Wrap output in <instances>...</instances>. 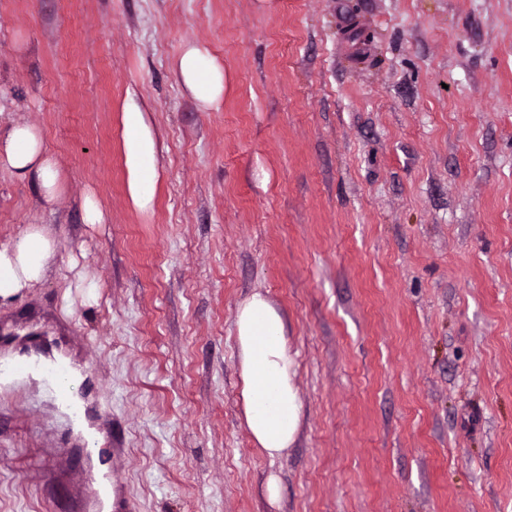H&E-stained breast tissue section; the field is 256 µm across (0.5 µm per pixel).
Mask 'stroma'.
Listing matches in <instances>:
<instances>
[{
    "label": "stroma",
    "mask_w": 512,
    "mask_h": 512,
    "mask_svg": "<svg viewBox=\"0 0 512 512\" xmlns=\"http://www.w3.org/2000/svg\"><path fill=\"white\" fill-rule=\"evenodd\" d=\"M192 43L226 76L208 110L176 74ZM17 121L63 190L0 170V246L33 224L56 242L0 306V358L44 336L110 425L86 456L36 380L0 385V512H72L101 469L133 512H512V0H0ZM257 291L297 362L275 459L239 404ZM122 122L129 194L138 209L148 210L153 205V187L158 180L151 129L143 112H123Z\"/></svg>",
    "instance_id": "obj_1"
}]
</instances>
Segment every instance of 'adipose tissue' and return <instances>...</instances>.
<instances>
[{
  "instance_id": "1",
  "label": "adipose tissue",
  "mask_w": 512,
  "mask_h": 512,
  "mask_svg": "<svg viewBox=\"0 0 512 512\" xmlns=\"http://www.w3.org/2000/svg\"><path fill=\"white\" fill-rule=\"evenodd\" d=\"M184 86L211 108L224 96V70L207 48L192 44L178 61ZM129 194L140 210L150 209L158 172L154 141L143 113L122 115ZM33 179L46 202L61 193V174L44 145L41 131L17 123L0 135V168ZM54 240L40 227L28 228L11 245L0 248V301L9 302L46 275ZM240 397L246 428L269 457L283 456L296 440L300 404L294 378L296 359L288 346L282 315L262 293L244 299L236 315Z\"/></svg>"
}]
</instances>
